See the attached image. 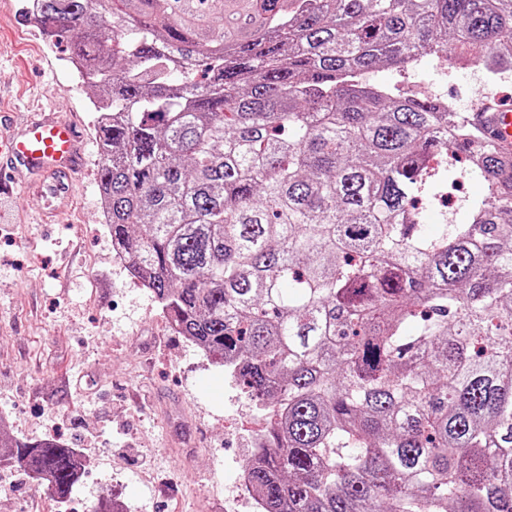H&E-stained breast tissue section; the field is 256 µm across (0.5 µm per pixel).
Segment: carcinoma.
<instances>
[{
    "instance_id": "obj_1",
    "label": "carcinoma",
    "mask_w": 512,
    "mask_h": 512,
    "mask_svg": "<svg viewBox=\"0 0 512 512\" xmlns=\"http://www.w3.org/2000/svg\"><path fill=\"white\" fill-rule=\"evenodd\" d=\"M112 246L266 419L264 512H512V151L372 79L512 70V0H39ZM465 224L417 229L462 178ZM66 497L80 462L16 446Z\"/></svg>"
}]
</instances>
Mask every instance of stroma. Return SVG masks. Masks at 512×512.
<instances>
[{"instance_id":"1","label":"stroma","mask_w":512,"mask_h":512,"mask_svg":"<svg viewBox=\"0 0 512 512\" xmlns=\"http://www.w3.org/2000/svg\"><path fill=\"white\" fill-rule=\"evenodd\" d=\"M23 0H0V111L20 127L56 111L80 133L76 190L28 191L0 200V436L53 439L86 449L89 471L65 501L25 463L1 467L0 512H257L238 470L263 417L218 360L174 334L151 293L114 258L98 212L92 91L64 74V47H47ZM419 75L474 106L466 87L492 86L481 67L421 58ZM482 192L463 180L448 207L427 209L428 228L467 219Z\"/></svg>"}]
</instances>
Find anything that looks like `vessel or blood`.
Returning a JSON list of instances; mask_svg holds the SVG:
<instances>
[{
  "label": "vessel or blood",
  "instance_id": "vessel-or-blood-1",
  "mask_svg": "<svg viewBox=\"0 0 512 512\" xmlns=\"http://www.w3.org/2000/svg\"><path fill=\"white\" fill-rule=\"evenodd\" d=\"M466 119L492 127L501 144H512V108L487 100L470 109ZM79 153L75 128L52 116L32 120L17 132L0 133V195L15 193L22 187L24 173L73 169L79 162Z\"/></svg>",
  "mask_w": 512,
  "mask_h": 512
}]
</instances>
